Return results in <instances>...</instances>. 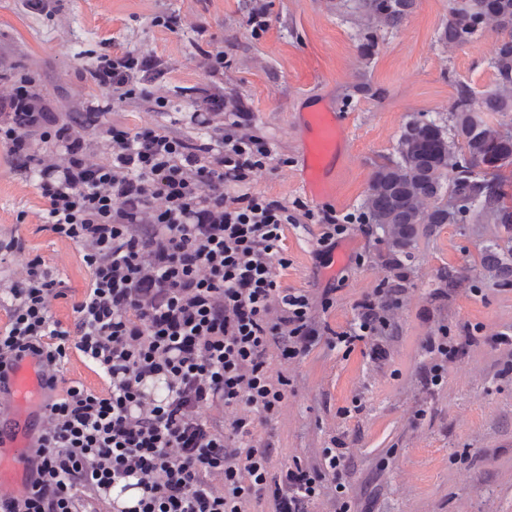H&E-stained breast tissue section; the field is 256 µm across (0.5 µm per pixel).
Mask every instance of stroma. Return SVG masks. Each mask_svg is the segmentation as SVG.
<instances>
[{
  "label": "stroma",
  "instance_id": "stroma-1",
  "mask_svg": "<svg viewBox=\"0 0 512 512\" xmlns=\"http://www.w3.org/2000/svg\"><path fill=\"white\" fill-rule=\"evenodd\" d=\"M263 2L270 28L255 39L246 27L254 0H49L43 12L27 0H0V72L7 75L0 93L10 78L26 75L56 112L112 101L88 132L99 153L101 128L133 129L154 117L146 100L113 102L91 80V64L115 49L155 53L166 62L155 86L171 108H186L203 88L221 89L273 144L274 159L256 176L254 192L342 216L360 213L371 174L394 155L406 121L423 115L451 124L457 83L478 93L492 84L493 30L461 47L439 42L448 0H416L402 26L375 31L369 57L359 55L355 19L336 0ZM163 15L179 16L180 29L157 26ZM215 47L230 65L211 77L201 53ZM363 83L370 92H360ZM321 106L342 113L350 150L334 194L315 200L297 168L308 137L303 115ZM41 207L34 180L0 160V226L15 228L59 279L80 287L73 252L39 228ZM320 232L316 224L288 226L281 282L316 299L332 289L333 305L318 312L317 323L340 332L353 323L356 303L390 278L385 236L354 224L321 257ZM497 233L493 224H445L421 237L384 337L348 350L321 340L289 363L282 412L257 433L288 464H319L337 441L347 448L316 512H331L338 481L348 486L354 512H512V287L479 265ZM451 267L466 277L449 297H438L441 274ZM441 334L461 353L433 392L421 369L431 338Z\"/></svg>",
  "mask_w": 512,
  "mask_h": 512
}]
</instances>
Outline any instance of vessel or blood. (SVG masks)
Returning <instances> with one entry per match:
<instances>
[{"label": "vessel or blood", "mask_w": 512, "mask_h": 512, "mask_svg": "<svg viewBox=\"0 0 512 512\" xmlns=\"http://www.w3.org/2000/svg\"><path fill=\"white\" fill-rule=\"evenodd\" d=\"M338 112L323 108L306 113L310 139L300 160L298 176L312 196L331 194L333 173L347 148ZM45 392L32 359H23L0 390V486L23 487L31 467L33 434L42 430Z\"/></svg>", "instance_id": "obj_1"}]
</instances>
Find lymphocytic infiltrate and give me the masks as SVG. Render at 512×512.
Returning <instances> with one entry per match:
<instances>
[{
  "label": "lymphocytic infiltrate",
  "mask_w": 512,
  "mask_h": 512,
  "mask_svg": "<svg viewBox=\"0 0 512 512\" xmlns=\"http://www.w3.org/2000/svg\"><path fill=\"white\" fill-rule=\"evenodd\" d=\"M161 61L130 51L99 57L89 74L119 98ZM103 108L52 111L28 78L0 94V146L13 171L37 180L43 230L73 248L86 275L67 287L16 233L0 234V381L26 356L50 393L37 466L23 492L0 489V512H112L119 484L140 489L121 512H311L344 448L324 466L270 473L254 415L280 414L284 366L312 347L315 301L285 288L286 202L251 192L272 145L241 103L205 94L194 134L152 122L103 129L96 156L83 129ZM70 299L72 328L55 303ZM390 288L356 305L351 347L388 329ZM79 360L99 389L60 374Z\"/></svg>",
  "instance_id": "obj_1"
}]
</instances>
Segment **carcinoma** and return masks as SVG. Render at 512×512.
<instances>
[{
    "label": "carcinoma",
    "instance_id": "1",
    "mask_svg": "<svg viewBox=\"0 0 512 512\" xmlns=\"http://www.w3.org/2000/svg\"><path fill=\"white\" fill-rule=\"evenodd\" d=\"M353 2L360 18L358 50L364 57L374 47L373 28H398L415 5V0ZM491 22L496 31L490 58L493 86L478 95L468 84H457L450 106L453 124L411 118L402 128L396 155L376 165L371 175L363 216L388 234L386 264L399 288L421 232L479 218L501 229L483 248L479 263L512 285V205L500 180L502 169L512 165V130L490 120L492 114L512 112V0H449L439 42L450 47L470 43ZM427 201L433 202L428 210Z\"/></svg>",
    "mask_w": 512,
    "mask_h": 512
}]
</instances>
